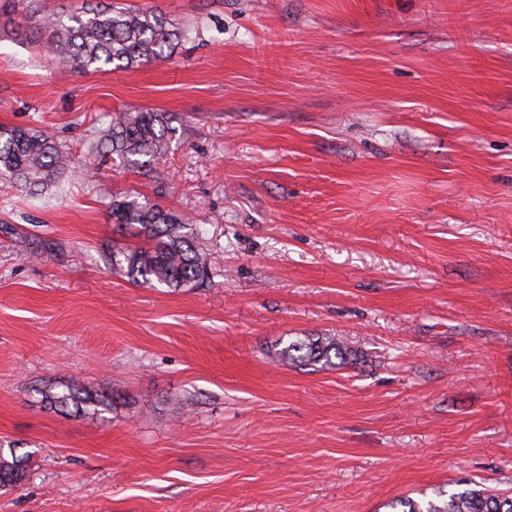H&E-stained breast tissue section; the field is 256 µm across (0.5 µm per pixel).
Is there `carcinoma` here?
<instances>
[{
	"label": "carcinoma",
	"instance_id": "carcinoma-1",
	"mask_svg": "<svg viewBox=\"0 0 512 512\" xmlns=\"http://www.w3.org/2000/svg\"><path fill=\"white\" fill-rule=\"evenodd\" d=\"M0 23L24 26L41 36L50 62L62 68L102 71L141 67L160 59L173 41L187 35L166 17L149 9L112 6L82 12H47L40 0H0ZM99 138L88 150L86 171L96 170L110 158L129 161L150 174V159L165 153L175 132L171 117L157 110L113 112L100 117ZM70 167L69 153L47 133L36 128L0 125V180L24 187L29 195H42L46 187ZM112 223L131 233L140 244L112 249L104 256L115 270L134 284L167 288L200 285L209 279L205 258L197 248L204 236L200 227L149 200L125 197L109 200ZM290 364L324 369L351 361L349 349L332 336L291 340L278 352ZM44 407L74 416L112 411V395L70 380L34 389ZM30 456L13 447H0V489L11 490L28 473ZM402 512H512V495L493 489H467L417 501H398Z\"/></svg>",
	"mask_w": 512,
	"mask_h": 512
}]
</instances>
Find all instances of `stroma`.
Wrapping results in <instances>:
<instances>
[{
  "instance_id": "1",
  "label": "stroma",
  "mask_w": 512,
  "mask_h": 512,
  "mask_svg": "<svg viewBox=\"0 0 512 512\" xmlns=\"http://www.w3.org/2000/svg\"><path fill=\"white\" fill-rule=\"evenodd\" d=\"M190 33L130 70L0 30V124L82 165L101 114L157 109L123 163L33 199L0 181V512H393L512 491V0H121ZM205 230L210 277L107 266L104 194ZM333 336L356 363L277 352ZM81 380L112 412L34 388ZM33 391L39 396L38 402L43 407L74 416L87 413L102 415L112 412L114 405L112 395L92 390L76 380L44 385ZM29 454H18L17 448L0 445V489L11 490L22 483L29 471Z\"/></svg>"
}]
</instances>
